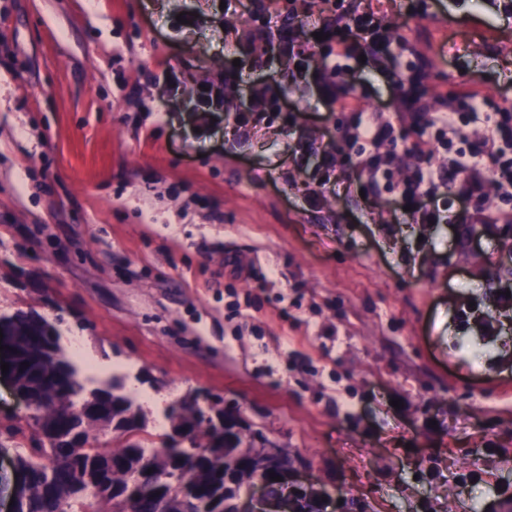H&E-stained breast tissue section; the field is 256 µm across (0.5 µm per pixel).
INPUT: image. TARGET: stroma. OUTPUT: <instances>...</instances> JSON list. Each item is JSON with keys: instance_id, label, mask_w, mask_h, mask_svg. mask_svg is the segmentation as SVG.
<instances>
[{"instance_id": "obj_1", "label": "stroma", "mask_w": 512, "mask_h": 512, "mask_svg": "<svg viewBox=\"0 0 512 512\" xmlns=\"http://www.w3.org/2000/svg\"><path fill=\"white\" fill-rule=\"evenodd\" d=\"M221 0H0V314L36 311L119 379L200 406L287 450L321 512H501L512 493V231L413 224L347 182L305 195L340 106L258 34L224 41ZM427 71L426 111L459 90L512 101L500 0H345ZM189 11L200 22L176 25ZM173 67L177 94L155 82ZM287 92L298 125L199 127L195 90ZM355 95L391 109L389 73ZM479 310L459 313L470 301ZM492 316L496 335L481 334ZM479 470L480 479L459 483Z\"/></svg>"}]
</instances>
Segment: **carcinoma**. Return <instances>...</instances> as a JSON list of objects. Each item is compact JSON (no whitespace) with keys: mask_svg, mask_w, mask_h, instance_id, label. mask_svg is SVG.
<instances>
[{"mask_svg":"<svg viewBox=\"0 0 512 512\" xmlns=\"http://www.w3.org/2000/svg\"><path fill=\"white\" fill-rule=\"evenodd\" d=\"M2 321L12 325L19 352L17 389L29 397L28 415L0 429V452L13 450L16 467L29 475L13 512H236L258 469L242 462L254 442L224 436L228 412L206 417L196 400L182 399L166 410L171 432L153 433L118 381L86 389L43 316L19 310ZM106 431L123 437L122 447H99L93 433ZM186 432L202 448L190 464L180 448ZM226 461L235 465L227 479ZM147 472L149 479L132 481Z\"/></svg>","mask_w":512,"mask_h":512,"instance_id":"1","label":"carcinoma"}]
</instances>
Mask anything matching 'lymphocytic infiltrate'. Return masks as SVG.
I'll list each match as a JSON object with an SVG mask.
<instances>
[{
    "label": "lymphocytic infiltrate",
    "mask_w": 512,
    "mask_h": 512,
    "mask_svg": "<svg viewBox=\"0 0 512 512\" xmlns=\"http://www.w3.org/2000/svg\"><path fill=\"white\" fill-rule=\"evenodd\" d=\"M277 4L278 0H266L262 29L298 66L318 58L319 95L344 111L342 137L356 150L368 193L397 192L400 206L408 208L416 224H512L511 106H492L485 97L462 90L443 111H422L419 85L425 74L420 71L396 73L397 82L407 83L408 88L395 111L366 108L349 94V61L363 56L381 64L389 41L382 17L368 11L350 18L329 10L316 21L324 34L323 49L316 53L302 38L278 34ZM224 86L220 80L198 89L196 109L205 116L220 109L231 112L237 130L244 133L249 132L254 114L278 112L285 104V91L262 81L251 90L249 108L242 110L225 97ZM402 132L415 137L411 150L416 162L412 176L399 182L395 149ZM432 139L447 152L446 164L435 166L426 159ZM449 196L464 203V210L442 213L439 203Z\"/></svg>",
    "instance_id": "obj_1"
}]
</instances>
